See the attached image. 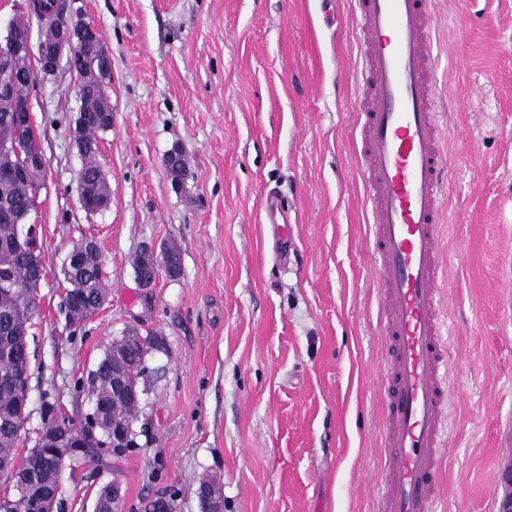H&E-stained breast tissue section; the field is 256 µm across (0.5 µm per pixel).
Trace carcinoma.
Instances as JSON below:
<instances>
[{
	"label": "carcinoma",
	"instance_id": "obj_1",
	"mask_svg": "<svg viewBox=\"0 0 512 512\" xmlns=\"http://www.w3.org/2000/svg\"><path fill=\"white\" fill-rule=\"evenodd\" d=\"M66 0H39L34 4V17L48 26L57 22L64 11ZM112 128V114L101 112L98 102L90 100L85 108V121L81 134L84 152L83 164L79 173L77 192L83 196L85 213L96 212L99 197L97 188L104 179L98 161L100 154V134ZM29 138L34 135L31 113L8 112L0 107V140L12 136ZM166 165L175 179H180L186 171L181 151L174 150L166 157ZM45 186L37 187L24 180H0V241L15 235L18 225L28 214L33 196ZM8 269L17 280L27 285L22 297L0 296V458L14 460L15 451L26 441L20 428L21 407L16 395L17 385L28 381V364L24 350L29 336L31 311L38 307V287L45 278V267L41 258L26 253L0 250V270ZM65 282L69 285L62 300L66 315L81 320L97 308L99 299L105 296V277L98 258L87 255L78 268H61ZM163 349V340L158 336H141L135 340L127 338L121 344H109L94 368L89 370L86 379L75 383L77 391L87 392L88 398L102 403L112 411V418L122 423L137 419L139 408L132 404L126 395L115 390L114 382L122 379L127 384L140 388L147 356L152 351ZM95 412L75 420L62 418L60 432L70 433L92 426ZM16 467L27 484L28 493L3 497L0 512H29L33 502L48 490L54 489L59 474L49 458L38 452H29ZM175 494L163 493L145 506V512H172ZM199 498L203 512H224V497L220 479L209 476L201 479Z\"/></svg>",
	"mask_w": 512,
	"mask_h": 512
}]
</instances>
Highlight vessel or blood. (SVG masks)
<instances>
[{
    "instance_id": "b4317fda",
    "label": "vessel or blood",
    "mask_w": 512,
    "mask_h": 512,
    "mask_svg": "<svg viewBox=\"0 0 512 512\" xmlns=\"http://www.w3.org/2000/svg\"><path fill=\"white\" fill-rule=\"evenodd\" d=\"M366 49L358 118L389 350L383 512H438L448 428V276L440 235L451 165L435 86L434 0H354ZM512 497V423L500 436L494 498Z\"/></svg>"
}]
</instances>
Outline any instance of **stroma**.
<instances>
[{"label":"stroma","instance_id":"obj_1","mask_svg":"<svg viewBox=\"0 0 512 512\" xmlns=\"http://www.w3.org/2000/svg\"><path fill=\"white\" fill-rule=\"evenodd\" d=\"M112 55V127L100 162L108 207L86 215L69 139L73 76L32 95L48 162L33 215L46 276L30 338L28 430L43 393L67 416L90 410L75 382L125 329L162 337L147 360L138 446L66 473L64 512H92L119 480L126 512L162 491L203 512V476L224 512H377L385 446L374 233L356 108L363 46L352 0L327 24L322 0H82ZM448 68L436 95L454 167L444 208L450 263L448 444L441 512H494L497 431L512 420V0H437ZM181 149L183 182L166 156ZM288 210L281 253L264 218ZM95 237L103 308L71 336L62 262ZM175 249L182 272L140 287L132 260ZM199 498L204 512H223L224 497L220 479L213 476L201 479Z\"/></svg>","mask_w":512,"mask_h":512}]
</instances>
